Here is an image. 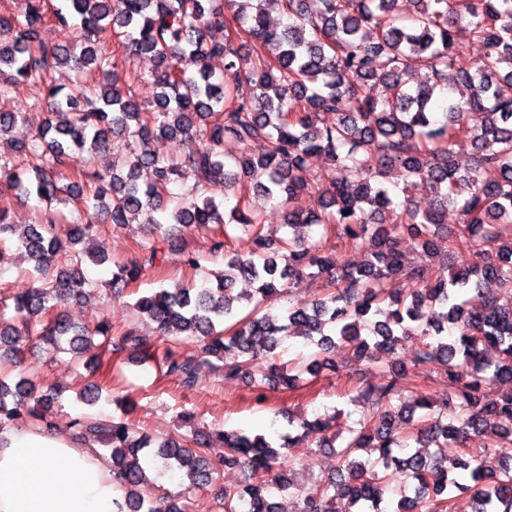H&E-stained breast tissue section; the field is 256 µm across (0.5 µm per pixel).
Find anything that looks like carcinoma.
<instances>
[{"mask_svg": "<svg viewBox=\"0 0 512 512\" xmlns=\"http://www.w3.org/2000/svg\"><path fill=\"white\" fill-rule=\"evenodd\" d=\"M401 2L63 0L50 16L43 0H27L20 13H1L0 99L14 83L39 82L48 118L20 146L21 161L0 159V199L33 195L45 204L38 223L21 229L0 205V241L18 236L39 274L38 284L0 300L14 312L10 318L0 312V358L23 363L30 338L55 346L66 340L77 354L94 343L118 353L131 341L141 357H150L131 331L111 341L109 317L90 329L53 314L54 304L89 296L80 274L84 254L76 246L99 225H125L131 215L143 216L174 249L189 231L232 226L250 248L225 253L217 287L162 288L134 304L136 314L172 343L163 357L168 376L192 386L200 368L217 360L225 375L253 378L255 400L263 403L271 387L296 388V371L314 376L330 366L338 343L352 345L358 360L372 348L388 356L386 383L368 393L380 406L376 416L349 428L339 446L336 420L306 424L305 435H315L319 447H340L343 468L307 493L296 512H337L339 500L347 501L348 512H438L441 504L450 510L462 501L470 512H512V389L493 401L483 395L493 382L512 383V295L491 288L512 279V94L500 85L512 86V0H407L415 7L407 16ZM271 4L288 16L279 28L270 26ZM229 5L238 26L234 36L224 26ZM52 18L73 40L55 45L40 39ZM462 23L487 48L477 71L456 43ZM245 37L257 47L253 57L241 53ZM143 54L156 62L157 93L146 106L135 97L138 76L123 71L129 56ZM215 57L224 58V72L210 69ZM60 68L91 80L65 92L52 81ZM416 71L428 80L413 87L409 75ZM242 80L254 86L249 98L236 94ZM320 113L336 115V122L315 124ZM26 118L0 107V138ZM196 138L201 146L188 154L160 149ZM462 138L474 150L465 169L454 161ZM226 142L238 152L224 154ZM255 143L262 144L259 154L251 151ZM128 146L127 171L111 166L61 183L72 150L93 159ZM312 154L352 179L327 178L318 209L305 213L293 203L312 190L306 164ZM185 176L195 180L194 195L160 216L171 185ZM418 183L434 194L426 211L408 195ZM221 188L224 198H235L227 211L216 202ZM246 189L288 207V238L275 244L262 234ZM76 192L87 207L70 224L57 223L52 204ZM450 206L460 214L455 230L446 224ZM331 232L345 244L366 247L364 263L347 268L325 252ZM443 232L448 248L463 240L475 260L435 272L416 268L408 277L417 288L405 295L383 288L385 279L405 273L403 239L431 257ZM165 260L149 240L135 258L115 265L106 285L118 296ZM311 269L325 276L322 298L295 302L279 316L264 311L265 301ZM239 277L256 285L255 304L243 317L231 296ZM473 289L476 306L466 299ZM292 335L316 351L283 364L269 361ZM415 337L420 348L409 364L397 350ZM437 368L452 385L439 398L441 409L426 396L406 395ZM58 399L47 382L22 378L12 386L1 378L0 429L52 430L48 414ZM397 418L412 425L411 439L395 433ZM73 426L85 443L111 449L112 477L125 491L119 512H190L184 492L163 493L159 507L138 496L136 487L149 480L140 456L146 448L185 471L190 483L218 486L222 512H277L273 492L291 487L279 472L301 440L194 424L164 438L139 432L127 420L76 419ZM487 433L503 440L498 471L485 470L474 455L451 474L438 457L411 450L413 442L446 448ZM364 448L378 449L379 457L361 459L357 452ZM226 469L241 471L239 485L220 483Z\"/></svg>", "mask_w": 512, "mask_h": 512, "instance_id": "cac0c4a2", "label": "carcinoma"}]
</instances>
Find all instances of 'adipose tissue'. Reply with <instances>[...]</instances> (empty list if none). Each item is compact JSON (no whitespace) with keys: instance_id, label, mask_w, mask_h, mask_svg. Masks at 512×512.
<instances>
[{"instance_id":"obj_1","label":"adipose tissue","mask_w":512,"mask_h":512,"mask_svg":"<svg viewBox=\"0 0 512 512\" xmlns=\"http://www.w3.org/2000/svg\"><path fill=\"white\" fill-rule=\"evenodd\" d=\"M112 468L51 432L0 435V512H117Z\"/></svg>"}]
</instances>
